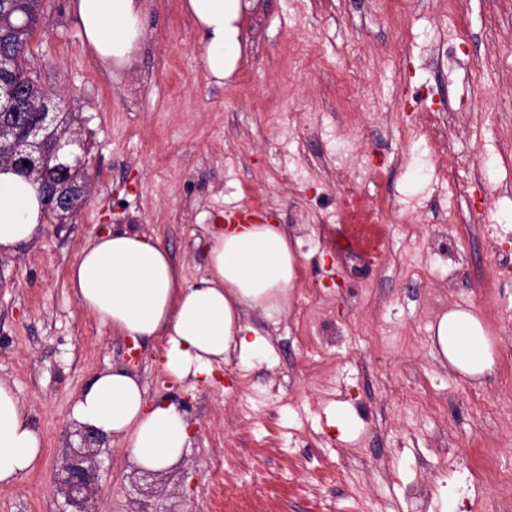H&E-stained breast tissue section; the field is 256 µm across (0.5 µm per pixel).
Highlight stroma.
I'll use <instances>...</instances> for the list:
<instances>
[{"instance_id": "stroma-1", "label": "stroma", "mask_w": 512, "mask_h": 512, "mask_svg": "<svg viewBox=\"0 0 512 512\" xmlns=\"http://www.w3.org/2000/svg\"><path fill=\"white\" fill-rule=\"evenodd\" d=\"M396 28L386 0H246L241 52L223 83L208 77L202 37L183 0H145L130 62L104 64L84 46L74 0H43L25 55L81 133L92 181L72 218H47L32 242L0 253V381L42 433L41 465L0 486V512H67L55 472L78 446L76 395L97 373L129 365L148 400L181 405L192 446L174 467L140 472L124 448L99 455L98 512H512L485 475L512 468L499 393L512 379L495 252L512 253V0H407ZM315 57L297 55L307 42ZM358 76L371 110L344 111L336 84ZM378 161L383 214L345 194L336 167L355 139ZM442 146L470 196L459 201L452 262L427 245L448 214V186L430 164ZM420 199L418 239L401 224ZM238 207L298 240L288 305L247 321L273 350L251 365L217 364L191 388L160 363L163 338H131L83 311L67 272L107 229H142L187 281L206 276L213 231ZM355 238L340 249L341 236ZM385 241L366 287L352 252ZM477 314L494 369L459 375L431 351L436 318ZM341 330L314 349L307 316ZM355 427L341 438L332 410Z\"/></svg>"}]
</instances>
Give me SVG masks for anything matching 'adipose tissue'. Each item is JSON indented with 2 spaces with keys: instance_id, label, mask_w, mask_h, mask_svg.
Returning <instances> with one entry per match:
<instances>
[{
  "instance_id": "1",
  "label": "adipose tissue",
  "mask_w": 512,
  "mask_h": 512,
  "mask_svg": "<svg viewBox=\"0 0 512 512\" xmlns=\"http://www.w3.org/2000/svg\"><path fill=\"white\" fill-rule=\"evenodd\" d=\"M204 42L203 65L216 82L229 78L240 56L241 0H184ZM84 41L103 62L126 63L142 36L143 0H76ZM41 196L30 181L0 167V252L31 241L43 228ZM297 257L287 232L274 224L234 223L212 235L209 271L186 281L160 240L134 230L93 236L68 270L79 306L101 325L148 341L165 337L163 364L176 380L207 385L215 364L245 366L271 351L268 336L245 311L280 312L288 302ZM432 344L459 374L492 372L488 333L472 311L452 309L432 327ZM73 418L125 448L132 463L161 471L192 445L186 413L174 402L149 403L138 376L112 367L78 393ZM43 442L15 389L0 382V485L39 467Z\"/></svg>"
}]
</instances>
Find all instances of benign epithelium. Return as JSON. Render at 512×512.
I'll return each mask as SVG.
<instances>
[{"label": "benign epithelium", "mask_w": 512, "mask_h": 512, "mask_svg": "<svg viewBox=\"0 0 512 512\" xmlns=\"http://www.w3.org/2000/svg\"><path fill=\"white\" fill-rule=\"evenodd\" d=\"M0 115L24 124L26 130V140L20 144L22 151L13 152L10 165L19 169L28 166L38 168L49 158L54 161L57 170L63 173L70 170L69 165L60 161V150L69 145L79 147L81 141L78 134L62 130L61 113L49 107L39 113L37 121L29 123L25 113L21 112L15 93L6 89L0 93ZM40 191L49 201L50 207L71 212L85 194L86 185H77L68 179L53 178L42 181ZM104 440L106 435L99 430L85 427L82 446L72 449L61 466L59 490L73 507L72 512H95L98 449L94 445Z\"/></svg>", "instance_id": "1"}]
</instances>
